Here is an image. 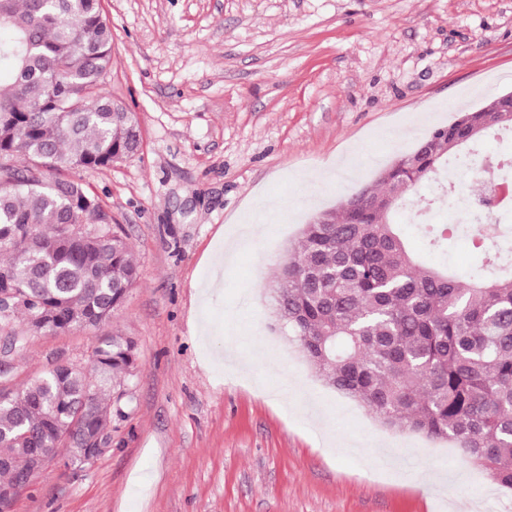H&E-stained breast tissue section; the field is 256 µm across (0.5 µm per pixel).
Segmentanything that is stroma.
I'll return each mask as SVG.
<instances>
[{
	"instance_id": "1",
	"label": "stroma",
	"mask_w": 512,
	"mask_h": 512,
	"mask_svg": "<svg viewBox=\"0 0 512 512\" xmlns=\"http://www.w3.org/2000/svg\"><path fill=\"white\" fill-rule=\"evenodd\" d=\"M104 87L135 112L134 157L80 171L130 245L139 278L100 329L31 335L0 391L100 337L137 344L112 401V446L59 455L14 512H512V493L443 441L388 429L328 387L282 330L275 269L316 212L372 182L463 108L512 91V0H102ZM222 289L209 247L253 211ZM270 346L287 396L242 372Z\"/></svg>"
}]
</instances>
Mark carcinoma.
<instances>
[{
    "mask_svg": "<svg viewBox=\"0 0 512 512\" xmlns=\"http://www.w3.org/2000/svg\"><path fill=\"white\" fill-rule=\"evenodd\" d=\"M0 324L32 333L107 324L136 283L120 228L74 175L135 155V113L112 99V28L100 0H0ZM432 130L374 183L304 225L281 260L275 302L324 383L389 429L448 441L512 490V226L487 224L473 245L483 273L463 282L432 260L458 226L424 224L417 254L392 214L438 211L458 191L442 171L484 154L483 133L512 135L507 112H466ZM135 342L99 339L85 366L57 364L0 393V488L41 472L59 449L80 460L112 431V390L137 368Z\"/></svg>",
    "mask_w": 512,
    "mask_h": 512,
    "instance_id": "carcinoma-1",
    "label": "carcinoma"
}]
</instances>
